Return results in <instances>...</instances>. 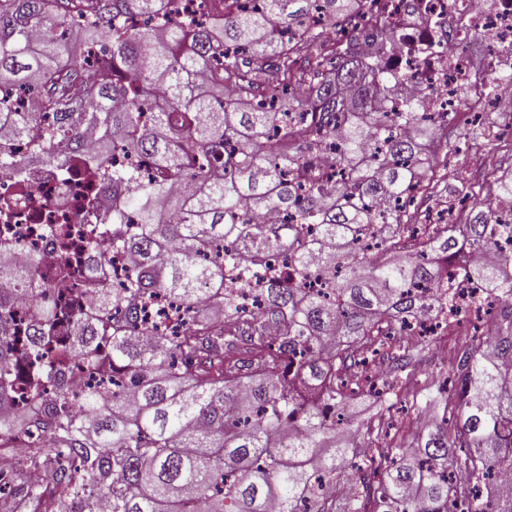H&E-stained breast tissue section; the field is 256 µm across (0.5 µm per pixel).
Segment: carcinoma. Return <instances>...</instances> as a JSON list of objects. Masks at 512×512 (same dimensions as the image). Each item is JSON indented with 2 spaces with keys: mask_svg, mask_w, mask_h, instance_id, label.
I'll return each mask as SVG.
<instances>
[{
  "mask_svg": "<svg viewBox=\"0 0 512 512\" xmlns=\"http://www.w3.org/2000/svg\"><path fill=\"white\" fill-rule=\"evenodd\" d=\"M73 2L57 0L50 16L45 0H0V90L49 84L43 111L20 122L0 112V174L30 181L29 161L5 143L28 139L42 162L124 195L136 229L114 214L97 224L98 240L130 254L134 268L122 287L98 289L74 323L35 298L37 325L14 353L0 301V382L24 360L22 390L50 426L42 445L39 417L0 411V438L31 436L18 468L54 478L48 492L17 485L20 495L38 512H448L452 497L468 512H512V302L491 339L448 352L452 392L415 379L413 345L400 338L426 307L414 289L455 270L512 296V223L498 221L512 210V173L488 175L494 197L459 223L405 204L375 211L413 181L429 200L468 197L473 185L420 174L426 142L450 147L439 140L445 115L426 116L413 100L387 110L395 78L381 64L359 66L356 41L329 51L322 31L303 27L318 8L340 29L364 0H262L257 12L212 0L224 11L217 27L166 21L171 0H80L100 26L79 34L102 42L110 86L64 65L71 52L58 29ZM129 12L161 34L115 27ZM291 28L286 43L280 32ZM297 88L304 97L284 105ZM337 126L341 177L331 185L307 164ZM88 128L98 132L91 160L79 140ZM484 135L474 129L450 148ZM118 147L149 160L155 177L103 165ZM273 209L287 222L268 223ZM362 236L372 251H357ZM273 253L286 270L255 284L257 310L237 308L225 271ZM0 280L29 290L21 266L0 269ZM161 294L196 309L187 333L139 325ZM74 355L115 377L84 392V417L60 385ZM380 363L394 372L387 389L349 388ZM404 390L416 442L351 462L354 408ZM456 472L469 481L454 482ZM317 473L350 489L332 498Z\"/></svg>",
  "mask_w": 512,
  "mask_h": 512,
  "instance_id": "1",
  "label": "carcinoma"
}]
</instances>
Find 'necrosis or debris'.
<instances>
[{"instance_id":"obj_1","label":"necrosis or debris","mask_w":512,"mask_h":512,"mask_svg":"<svg viewBox=\"0 0 512 512\" xmlns=\"http://www.w3.org/2000/svg\"><path fill=\"white\" fill-rule=\"evenodd\" d=\"M381 16L393 21L395 38L373 34ZM350 28L361 35L366 58L400 74L401 83L388 102L392 109L416 98L428 113H452L464 106L479 116L491 104V76L512 69V0H365ZM86 191L85 183L62 179L50 165H38L35 178L22 187L0 176V194L18 197L15 217L0 224V265L9 258L34 259L30 278L65 312L88 309L95 289L120 287L133 266L125 253L109 254L102 272L83 258L65 285L57 286L52 273L63 255L50 226L70 224L74 244L82 250L94 224L115 207L111 193L101 191L93 208L77 207L76 198ZM456 293L461 314L484 332H494L502 308L498 293L462 278L456 281ZM430 296V308L407 319L408 339L447 330L448 297L436 289Z\"/></svg>"}]
</instances>
